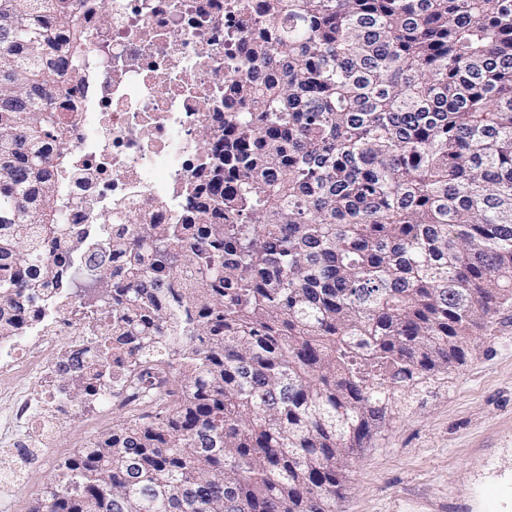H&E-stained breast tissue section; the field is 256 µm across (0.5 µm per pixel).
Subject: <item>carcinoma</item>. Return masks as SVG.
I'll return each mask as SVG.
<instances>
[{"label":"carcinoma","instance_id":"cac0c4a2","mask_svg":"<svg viewBox=\"0 0 512 512\" xmlns=\"http://www.w3.org/2000/svg\"><path fill=\"white\" fill-rule=\"evenodd\" d=\"M55 0H0V339L51 291L119 383L164 393L59 467L30 512H335L398 398L512 305V0H243L189 222L53 253L85 78ZM72 398L88 400L80 367Z\"/></svg>","mask_w":512,"mask_h":512}]
</instances>
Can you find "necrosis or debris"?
<instances>
[{
	"label": "necrosis or debris",
	"instance_id": "obj_1",
	"mask_svg": "<svg viewBox=\"0 0 512 512\" xmlns=\"http://www.w3.org/2000/svg\"><path fill=\"white\" fill-rule=\"evenodd\" d=\"M230 0H69L86 38L79 61L86 73L67 85L68 165L59 179L60 206L71 236H91L100 212L113 223L182 224L187 194L204 179L200 131L224 99V30ZM25 335L0 341V385L14 403L12 424L0 430L4 447L36 455L51 446L73 406L67 377L46 355L82 357L91 344L77 307L51 298L27 308ZM35 373L21 391L7 380L19 369Z\"/></svg>",
	"mask_w": 512,
	"mask_h": 512
}]
</instances>
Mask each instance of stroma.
<instances>
[{
	"label": "stroma",
	"instance_id": "1",
	"mask_svg": "<svg viewBox=\"0 0 512 512\" xmlns=\"http://www.w3.org/2000/svg\"><path fill=\"white\" fill-rule=\"evenodd\" d=\"M72 416L34 465L0 447V512H30L58 465L91 434ZM336 512H512V306L472 336L465 362L402 399L353 460Z\"/></svg>",
	"mask_w": 512,
	"mask_h": 512
}]
</instances>
